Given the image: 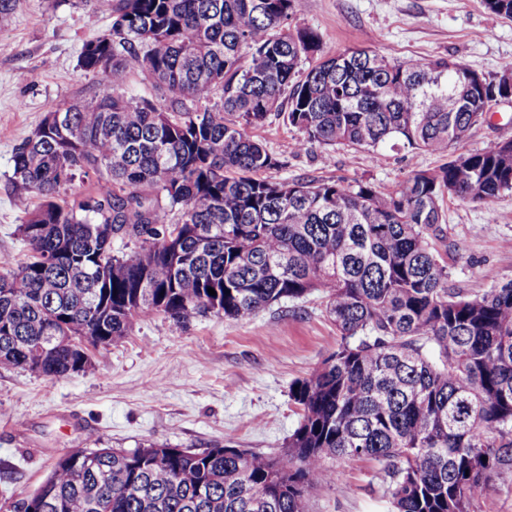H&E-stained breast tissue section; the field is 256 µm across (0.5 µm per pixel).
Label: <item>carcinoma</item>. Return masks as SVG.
Instances as JSON below:
<instances>
[{
  "label": "carcinoma",
  "instance_id": "1",
  "mask_svg": "<svg viewBox=\"0 0 512 512\" xmlns=\"http://www.w3.org/2000/svg\"><path fill=\"white\" fill-rule=\"evenodd\" d=\"M294 3L107 0L112 33L78 58L95 98L50 106L15 150L40 203L18 228L27 259L0 274V365L51 378L85 370L88 347L142 313L243 321L325 293L341 343L290 391L288 450L67 454L21 500L34 512H309L339 477L326 461L346 459L381 467L395 512H470L512 470V281L465 296L435 248L445 198L512 192V139L451 152L512 86L366 50L304 70L321 40L290 28ZM133 74L169 103L125 94ZM271 115L302 134L295 150L448 161L386 192L273 180L284 162L246 133Z\"/></svg>",
  "mask_w": 512,
  "mask_h": 512
}]
</instances>
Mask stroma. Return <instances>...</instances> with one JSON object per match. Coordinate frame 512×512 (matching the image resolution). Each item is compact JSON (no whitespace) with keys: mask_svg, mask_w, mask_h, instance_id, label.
Here are the masks:
<instances>
[{"mask_svg":"<svg viewBox=\"0 0 512 512\" xmlns=\"http://www.w3.org/2000/svg\"><path fill=\"white\" fill-rule=\"evenodd\" d=\"M290 25L316 32L326 54L359 48L391 60L446 58L490 80L512 61V19L491 13L484 0H295ZM111 31V15L94 13L93 0H18L0 23V273L26 259L18 226L39 203L13 178L14 151L49 105L94 96L98 79L78 58L86 42ZM494 110L463 151L512 139V103ZM248 133L285 160L271 173L279 180H364L390 190L411 171L444 162L402 147L385 149L380 160L317 144L294 151L298 131L275 117ZM444 210L446 238L437 250L450 287L475 296L512 281V194L488 204L448 199ZM340 342L317 292L247 321L207 314L178 325L158 312L141 314L129 336L91 349L89 367L66 378L2 368L0 512H13L75 450L164 444L279 456L299 424L291 385ZM338 468L340 478L315 492L310 512H391L376 464L347 460Z\"/></svg>","mask_w":512,"mask_h":512,"instance_id":"stroma-1","label":"stroma"}]
</instances>
